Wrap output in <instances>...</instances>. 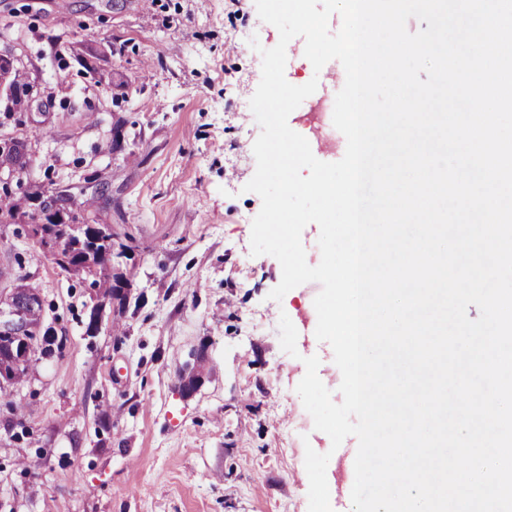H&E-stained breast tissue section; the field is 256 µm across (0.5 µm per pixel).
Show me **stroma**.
<instances>
[{"mask_svg": "<svg viewBox=\"0 0 512 512\" xmlns=\"http://www.w3.org/2000/svg\"><path fill=\"white\" fill-rule=\"evenodd\" d=\"M278 41L255 0H0V54L40 91L26 125L0 135L31 142L25 182L97 174L111 200L92 210L128 247L126 302L92 332L97 292L29 238L33 202L0 223V289L27 278L57 341L0 389V512H308L309 447L331 455L332 512H350L358 441L332 448L296 391L315 356L342 400L315 336L321 286L271 300L281 265L250 249V100ZM286 54L289 83L318 82L305 107L334 101L339 61L317 72ZM200 350L205 380L182 396L177 372Z\"/></svg>", "mask_w": 512, "mask_h": 512, "instance_id": "1", "label": "stroma"}]
</instances>
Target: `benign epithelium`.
I'll return each mask as SVG.
<instances>
[{
    "instance_id": "benign-epithelium-1",
    "label": "benign epithelium",
    "mask_w": 512,
    "mask_h": 512,
    "mask_svg": "<svg viewBox=\"0 0 512 512\" xmlns=\"http://www.w3.org/2000/svg\"><path fill=\"white\" fill-rule=\"evenodd\" d=\"M11 69L0 63V99L5 101L3 111H14V102L32 105L36 101L33 86L26 82L18 86L7 81ZM30 145L15 138H0V187H11L23 180ZM42 309L41 297L31 298L25 279L16 280L12 287L0 293V387L14 384L29 368L31 356L24 343L16 337L26 333H39L42 324L32 323V311ZM205 374L201 365L186 366L178 371L179 389L185 396L193 395L203 384Z\"/></svg>"
}]
</instances>
